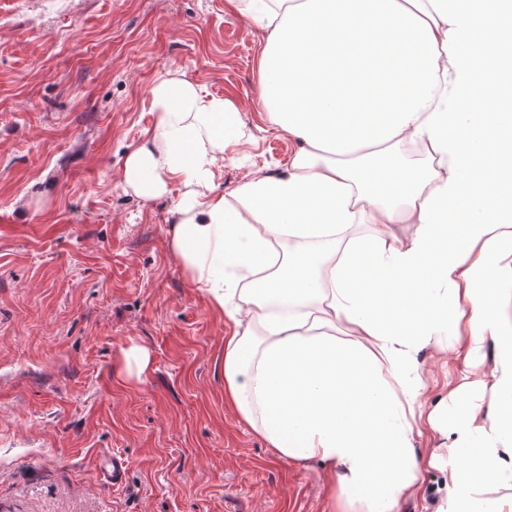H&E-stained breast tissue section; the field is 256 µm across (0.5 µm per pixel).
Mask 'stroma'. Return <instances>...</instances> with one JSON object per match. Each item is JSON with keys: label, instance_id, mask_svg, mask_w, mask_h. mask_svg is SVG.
<instances>
[{"label": "stroma", "instance_id": "stroma-1", "mask_svg": "<svg viewBox=\"0 0 512 512\" xmlns=\"http://www.w3.org/2000/svg\"><path fill=\"white\" fill-rule=\"evenodd\" d=\"M263 44L226 0H0V512H327L330 471L224 402L232 326L169 247L179 189L120 179L169 69L241 111L219 192L282 169L296 144L258 104ZM418 365L430 408L458 368ZM104 451L120 487L97 478Z\"/></svg>", "mask_w": 512, "mask_h": 512}]
</instances>
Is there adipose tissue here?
<instances>
[{
  "mask_svg": "<svg viewBox=\"0 0 512 512\" xmlns=\"http://www.w3.org/2000/svg\"><path fill=\"white\" fill-rule=\"evenodd\" d=\"M228 2L265 36L259 100L298 145L287 167L216 193L237 106L170 71L122 169L144 199L181 189L169 245L234 326L225 403L280 457L332 473L330 512H399L444 463L436 512H512V58L489 53L512 0ZM410 144L393 177L385 156ZM355 224L370 234L341 241ZM287 240L332 251L284 256ZM425 348L460 367L427 411ZM420 415L442 439L424 457Z\"/></svg>",
  "mask_w": 512,
  "mask_h": 512,
  "instance_id": "obj_1",
  "label": "adipose tissue"
}]
</instances>
